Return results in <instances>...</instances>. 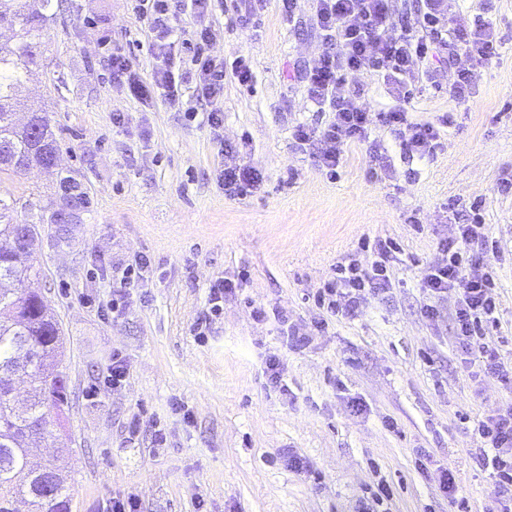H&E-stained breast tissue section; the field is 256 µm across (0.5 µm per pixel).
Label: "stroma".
<instances>
[{
    "mask_svg": "<svg viewBox=\"0 0 512 512\" xmlns=\"http://www.w3.org/2000/svg\"><path fill=\"white\" fill-rule=\"evenodd\" d=\"M40 37L41 54L20 98L45 109L59 142V168L92 200L80 223L40 225L28 283L57 316L69 381L63 461L72 512H112L132 497L139 512H356L378 482L393 494L389 512H449L438 482L454 470L471 512H489L492 479L478 461L480 421L512 404V384L478 373L454 337L451 289L437 317H424L425 271L448 258L457 214L478 207L486 226L479 252L497 274L498 324L486 329L512 364V0H457L445 25L491 22L494 56L475 64L460 53L433 77L413 62L408 94L371 68L348 74L354 107L376 115L404 110L439 131L431 154L371 123L345 142L335 169L297 146L296 125L333 121L307 97L299 74L322 54L313 0H212L216 31L207 52L225 65L251 60L255 79L224 76V129L188 120L195 77L182 102L130 94L112 73L125 59L145 82L159 60L136 0H73ZM474 70L473 94L450 88ZM246 164L264 180L229 197L219 174ZM12 191L10 222L35 218L56 198V178L34 168L0 176ZM392 241L391 287L368 296L354 316L319 309L314 295L336 268L364 259L365 244ZM147 260L136 287L123 269ZM230 282L224 312L205 340L193 332L208 289ZM121 295L124 310L107 304ZM267 316L256 320L253 306ZM308 336H282L278 312ZM323 328H316V321ZM127 376L113 387L112 358ZM280 362L283 387L265 362ZM165 441L156 444V433ZM431 454L421 473L417 449ZM309 473L288 466V452Z\"/></svg>",
    "mask_w": 512,
    "mask_h": 512,
    "instance_id": "35a3bbf8",
    "label": "stroma"
}]
</instances>
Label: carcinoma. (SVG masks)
<instances>
[{
  "mask_svg": "<svg viewBox=\"0 0 512 512\" xmlns=\"http://www.w3.org/2000/svg\"><path fill=\"white\" fill-rule=\"evenodd\" d=\"M15 8L18 29L11 36L0 34V173L19 171L16 157L38 161L33 147L58 150L46 113L31 111L32 123L23 127L13 121L15 91L22 74L35 62L37 39L47 24L70 9L69 0H0V8ZM61 194L73 198L82 211L90 200L80 183L70 175L59 176ZM56 204L44 207L52 222ZM37 223V224H39ZM34 222L0 223V512H16L19 500L28 512H71L72 493L67 477L52 463L34 465L28 440L51 433L50 410L62 411L67 403V376L60 369L64 337L59 321L49 311L45 298L24 288L33 264V250L16 247L20 237L35 244L39 229ZM27 379L30 397L23 403L10 395L8 382Z\"/></svg>",
  "mask_w": 512,
  "mask_h": 512,
  "instance_id": "obj_1",
  "label": "carcinoma"
}]
</instances>
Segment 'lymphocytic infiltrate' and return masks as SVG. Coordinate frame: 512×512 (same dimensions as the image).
I'll use <instances>...</instances> for the list:
<instances>
[{"label":"lymphocytic infiltrate","mask_w":512,"mask_h":512,"mask_svg":"<svg viewBox=\"0 0 512 512\" xmlns=\"http://www.w3.org/2000/svg\"><path fill=\"white\" fill-rule=\"evenodd\" d=\"M424 22L431 35H421L402 28L399 37H391L394 26L390 0H316L315 20L327 48L319 59L308 66L302 75L308 97L318 110H330L335 117L323 128L297 126L294 138L299 145L310 147L313 157L325 166H335L340 147L347 141H362L368 135L370 119L367 112L349 108L345 100L346 72L369 66L397 86H404L413 59L447 57L454 59L464 50L479 59H491L495 52L494 31L489 24L477 25L474 30H453L441 37L437 29L444 19L443 0H425ZM137 9L150 30L157 34L152 44L156 56L167 57L175 17L172 0H139ZM193 37L196 49L190 59L200 81L201 96L210 108L205 113L209 126L222 127L224 108L223 63L205 55L204 47L216 37L209 26L197 28ZM112 71L123 78L132 95L138 98L157 97L175 103L180 98L181 74L173 65H165L156 73L152 83H145L131 71L122 57H114ZM485 226L481 222L462 224L457 236L444 246L446 264L432 267L424 277L430 302L424 305L426 317H434V302L447 295L458 279L466 286L455 302L454 329L459 347L477 354L485 374L508 379V371L496 347L477 341L482 325L497 324V304L492 295L495 286L493 270L485 263L463 264L462 256L481 244ZM391 242H378L372 259L366 265L350 262L340 269V287H328L318 296L320 307L334 315L351 316L357 313L369 293L387 289ZM478 433L485 449L480 455L483 467L490 469L494 479L492 495L497 512H512V405H507L482 420Z\"/></svg>","instance_id":"1"}]
</instances>
